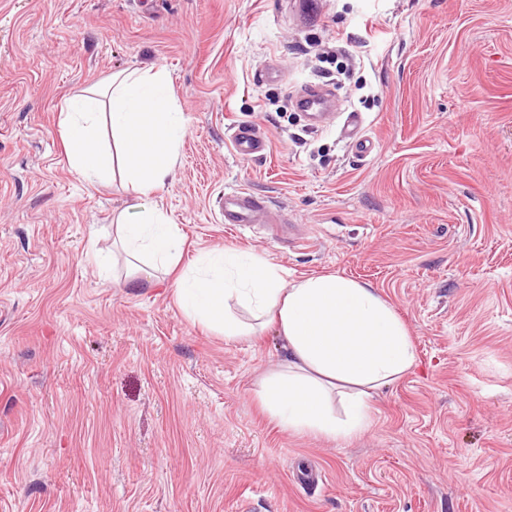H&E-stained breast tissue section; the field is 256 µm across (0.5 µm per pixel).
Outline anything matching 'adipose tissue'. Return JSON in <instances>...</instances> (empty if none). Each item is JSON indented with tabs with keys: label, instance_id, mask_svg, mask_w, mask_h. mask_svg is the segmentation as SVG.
Masks as SVG:
<instances>
[{
	"label": "adipose tissue",
	"instance_id": "obj_1",
	"mask_svg": "<svg viewBox=\"0 0 512 512\" xmlns=\"http://www.w3.org/2000/svg\"><path fill=\"white\" fill-rule=\"evenodd\" d=\"M107 119H100L101 106ZM63 139L73 168L89 180L123 175L130 210L114 218L113 233L132 266L126 287L138 288L171 269L184 241L154 200L186 134L164 71L119 72L110 98L90 89L65 101ZM196 272L180 276L176 294L193 320L236 342L274 327L285 364L263 376L255 396L278 425L329 440L352 438L370 424V401L415 363L408 330L377 289L335 274L286 281L278 266L250 253L210 251Z\"/></svg>",
	"mask_w": 512,
	"mask_h": 512
}]
</instances>
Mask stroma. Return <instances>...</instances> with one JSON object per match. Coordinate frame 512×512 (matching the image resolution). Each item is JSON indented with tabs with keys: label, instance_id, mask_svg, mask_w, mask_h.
<instances>
[{
	"label": "stroma",
	"instance_id": "1",
	"mask_svg": "<svg viewBox=\"0 0 512 512\" xmlns=\"http://www.w3.org/2000/svg\"><path fill=\"white\" fill-rule=\"evenodd\" d=\"M146 66L187 119L158 193L184 249L126 288L97 258L131 193L73 170L61 108ZM237 122L267 155L232 153ZM233 187L287 223H219ZM225 247L391 303L417 358L366 431L281 429L254 394L284 357L274 328L228 342L181 312L180 272ZM246 506L512 512V0H0V512ZM362 124L363 119L360 114L349 113L344 122L342 132L344 137L354 146L355 150L366 157L373 152L375 145L370 138L362 134Z\"/></svg>",
	"mask_w": 512,
	"mask_h": 512
}]
</instances>
